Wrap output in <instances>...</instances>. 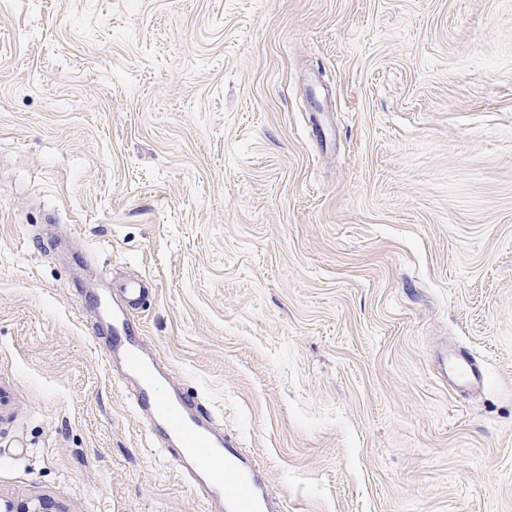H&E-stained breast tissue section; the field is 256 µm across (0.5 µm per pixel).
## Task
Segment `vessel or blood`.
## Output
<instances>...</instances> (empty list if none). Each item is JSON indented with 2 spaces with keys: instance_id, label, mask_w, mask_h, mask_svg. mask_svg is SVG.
<instances>
[{
  "instance_id": "vessel-or-blood-1",
  "label": "vessel or blood",
  "mask_w": 512,
  "mask_h": 512,
  "mask_svg": "<svg viewBox=\"0 0 512 512\" xmlns=\"http://www.w3.org/2000/svg\"><path fill=\"white\" fill-rule=\"evenodd\" d=\"M151 291L147 280L127 282L124 293L129 310L111 315L105 357L123 356L128 376L137 383V407H150L152 426L163 427L168 438L176 440L177 470L207 512H277L257 463L231 441L221 439L192 400L172 396L165 380L156 375L152 360L146 358L144 331L131 313L142 307ZM440 380L451 390L470 394L483 388L485 373L475 359L452 353L443 359Z\"/></svg>"
}]
</instances>
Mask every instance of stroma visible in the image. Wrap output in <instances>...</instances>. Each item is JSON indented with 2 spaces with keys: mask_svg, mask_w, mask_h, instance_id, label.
<instances>
[{
  "mask_svg": "<svg viewBox=\"0 0 512 512\" xmlns=\"http://www.w3.org/2000/svg\"><path fill=\"white\" fill-rule=\"evenodd\" d=\"M103 274L283 512H512V0H0V495L204 512ZM440 380L454 391L470 394L481 390L485 384V373L476 360L448 351L443 359Z\"/></svg>",
  "mask_w": 512,
  "mask_h": 512,
  "instance_id": "1",
  "label": "stroma"
}]
</instances>
